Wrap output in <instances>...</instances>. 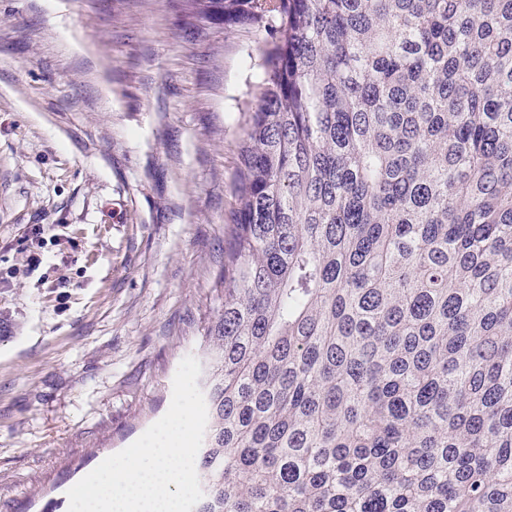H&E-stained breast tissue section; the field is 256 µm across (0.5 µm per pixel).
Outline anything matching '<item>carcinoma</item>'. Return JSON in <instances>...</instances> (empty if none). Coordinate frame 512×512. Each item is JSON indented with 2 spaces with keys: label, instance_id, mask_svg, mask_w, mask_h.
<instances>
[{
  "label": "carcinoma",
  "instance_id": "carcinoma-1",
  "mask_svg": "<svg viewBox=\"0 0 512 512\" xmlns=\"http://www.w3.org/2000/svg\"><path fill=\"white\" fill-rule=\"evenodd\" d=\"M269 31L194 512H512V0H183Z\"/></svg>",
  "mask_w": 512,
  "mask_h": 512
}]
</instances>
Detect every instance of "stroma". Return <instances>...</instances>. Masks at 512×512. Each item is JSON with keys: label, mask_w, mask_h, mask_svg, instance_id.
I'll return each instance as SVG.
<instances>
[{"label": "stroma", "mask_w": 512, "mask_h": 512, "mask_svg": "<svg viewBox=\"0 0 512 512\" xmlns=\"http://www.w3.org/2000/svg\"><path fill=\"white\" fill-rule=\"evenodd\" d=\"M270 44L180 0H0V512H69L201 357Z\"/></svg>", "instance_id": "stroma-1"}]
</instances>
